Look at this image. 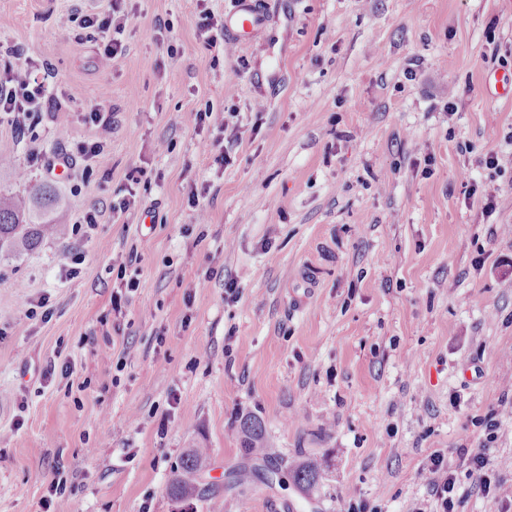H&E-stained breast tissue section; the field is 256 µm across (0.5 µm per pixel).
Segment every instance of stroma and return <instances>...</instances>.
Returning a JSON list of instances; mask_svg holds the SVG:
<instances>
[{"label":"stroma","mask_w":512,"mask_h":512,"mask_svg":"<svg viewBox=\"0 0 512 512\" xmlns=\"http://www.w3.org/2000/svg\"><path fill=\"white\" fill-rule=\"evenodd\" d=\"M259 2L225 54L200 23L234 0H124L107 72L98 33L58 19L112 0H0V44L51 88L25 137L0 123V193L53 186L60 224L102 213L0 256V512H437L436 452L456 512H512L459 455L494 419L488 473L512 484V0ZM209 107L224 166L216 129L182 120ZM98 110L112 144L87 180L63 154ZM42 299L52 316L29 318ZM249 415L270 458L325 460L313 489L254 476ZM198 443L219 492L182 507L167 487ZM422 475L440 503L439 512H454L455 502L451 493L454 489V477L441 454H432Z\"/></svg>","instance_id":"obj_1"}]
</instances>
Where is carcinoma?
<instances>
[{"mask_svg": "<svg viewBox=\"0 0 512 512\" xmlns=\"http://www.w3.org/2000/svg\"><path fill=\"white\" fill-rule=\"evenodd\" d=\"M66 206V199L50 186L33 189L27 198L0 194V253L32 251L46 239H62L66 227L55 223L51 212ZM241 432L244 447L271 467H281L266 456L263 429L252 417L242 420ZM209 458V449L196 445L188 449L182 458L180 469L168 485L172 501L185 503L204 496L199 490V478ZM323 465L316 461H303L292 467L296 485L311 489L319 481Z\"/></svg>", "mask_w": 512, "mask_h": 512, "instance_id": "carcinoma-1", "label": "carcinoma"}]
</instances>
